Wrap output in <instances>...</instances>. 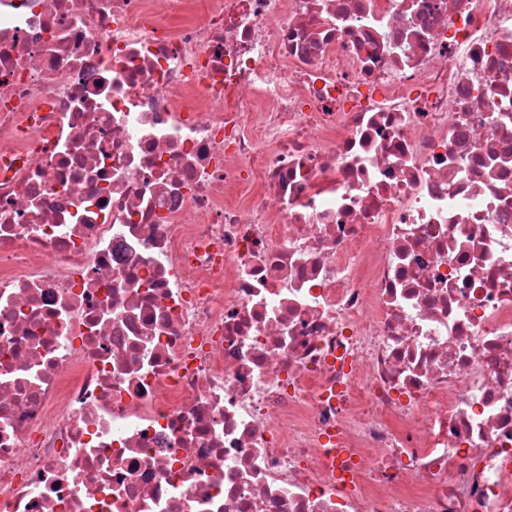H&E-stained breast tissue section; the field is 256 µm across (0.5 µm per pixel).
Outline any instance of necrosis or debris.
<instances>
[{"instance_id": "obj_1", "label": "necrosis or debris", "mask_w": 512, "mask_h": 512, "mask_svg": "<svg viewBox=\"0 0 512 512\" xmlns=\"http://www.w3.org/2000/svg\"><path fill=\"white\" fill-rule=\"evenodd\" d=\"M0 512H512V0H0Z\"/></svg>"}]
</instances>
